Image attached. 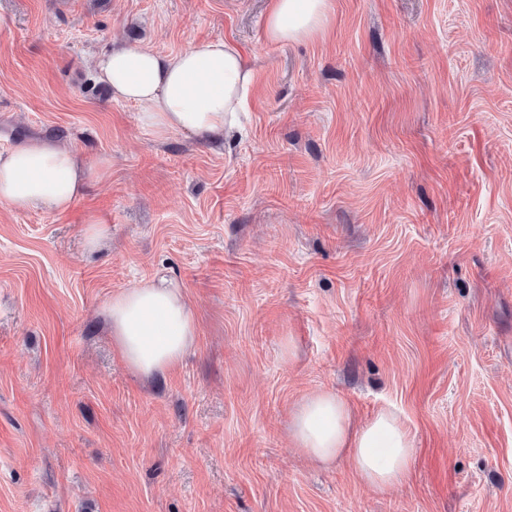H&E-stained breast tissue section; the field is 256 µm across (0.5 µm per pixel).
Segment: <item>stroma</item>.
Returning a JSON list of instances; mask_svg holds the SVG:
<instances>
[{
    "mask_svg": "<svg viewBox=\"0 0 512 512\" xmlns=\"http://www.w3.org/2000/svg\"><path fill=\"white\" fill-rule=\"evenodd\" d=\"M269 2L0 0V152L109 161L67 212L0 205V512H512V0H330L285 45ZM215 38L257 73L219 144L96 74ZM160 275L197 336L147 383L103 308ZM316 390L396 412L408 478L294 448Z\"/></svg>",
    "mask_w": 512,
    "mask_h": 512,
    "instance_id": "1",
    "label": "stroma"
}]
</instances>
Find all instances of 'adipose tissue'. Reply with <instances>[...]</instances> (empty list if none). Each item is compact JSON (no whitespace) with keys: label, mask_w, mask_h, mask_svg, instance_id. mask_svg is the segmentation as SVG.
Instances as JSON below:
<instances>
[{"label":"adipose tissue","mask_w":512,"mask_h":512,"mask_svg":"<svg viewBox=\"0 0 512 512\" xmlns=\"http://www.w3.org/2000/svg\"><path fill=\"white\" fill-rule=\"evenodd\" d=\"M330 0H271L265 18L269 41L278 44L317 37ZM114 98L144 105L142 125L157 137L181 131L207 141L223 138L247 108L256 72L232 43L216 39L163 56L139 47L107 51L95 63ZM105 161L51 140H34L0 153V204L68 211L94 170ZM105 314L114 345L126 365L150 379L175 368L193 344L197 324L180 288L147 281L115 294ZM291 439L306 457L328 464L352 461L364 483L379 492L402 482L413 460L411 435L388 410L355 422L335 393L309 394L292 417Z\"/></svg>","instance_id":"obj_1"}]
</instances>
